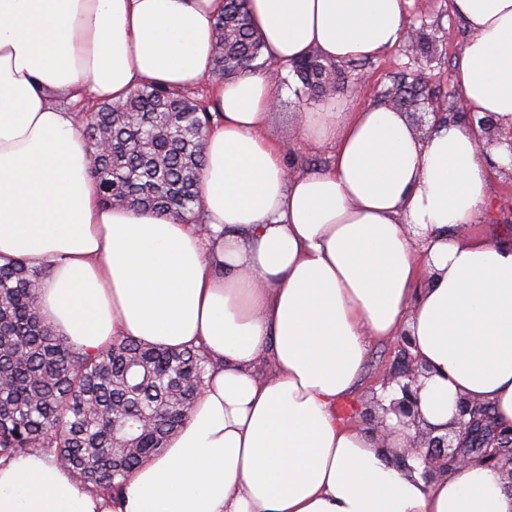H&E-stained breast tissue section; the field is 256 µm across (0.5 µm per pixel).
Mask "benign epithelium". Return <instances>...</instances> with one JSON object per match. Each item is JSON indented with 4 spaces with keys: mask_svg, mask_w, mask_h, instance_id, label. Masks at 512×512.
<instances>
[{
    "mask_svg": "<svg viewBox=\"0 0 512 512\" xmlns=\"http://www.w3.org/2000/svg\"><path fill=\"white\" fill-rule=\"evenodd\" d=\"M481 138L486 140L484 146L507 145L512 153V126L506 128L493 118H480L477 120ZM397 346L406 360V366L390 379L398 385L401 397L390 401L386 411L394 413L399 422L407 430L409 448L406 452L425 450V474L433 476L448 472V463H463L473 457L466 450V445L477 435L479 424L491 423V417L479 406H473L461 401L458 404L459 430L448 429L443 435L436 434V430L423 425L418 410L419 377L427 375L429 368L418 362L410 353V339L401 336L397 339ZM381 406L377 397L370 399L369 405L362 412V418L371 426V430L378 431V416L376 408ZM380 432V431H378ZM490 436L482 444L477 456L473 457L485 466L494 470L507 471L512 474V453H505L502 445H512V431L504 434L490 427ZM381 440L387 439L386 432H380Z\"/></svg>",
    "mask_w": 512,
    "mask_h": 512,
    "instance_id": "benign-epithelium-1",
    "label": "benign epithelium"
}]
</instances>
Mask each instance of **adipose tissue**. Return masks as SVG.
I'll return each mask as SVG.
<instances>
[{"instance_id":"adipose-tissue-1","label":"adipose tissue","mask_w":512,"mask_h":512,"mask_svg":"<svg viewBox=\"0 0 512 512\" xmlns=\"http://www.w3.org/2000/svg\"><path fill=\"white\" fill-rule=\"evenodd\" d=\"M409 2L249 9L272 64H345L398 46ZM221 6L0 0V262L49 266L38 313L87 353L128 337L210 360L187 421L122 492L37 450L0 457V512H512L511 476L474 460L425 478L420 457L392 462L396 417L384 447L336 412L370 340L406 333L434 370L427 424L448 428L464 398L512 428V244L474 231L512 154H482L457 122L422 134L391 106L331 101L297 119L300 139L334 146L331 166L289 171L266 135L269 71L209 78ZM452 8L469 28L455 85L469 111L512 123V0ZM150 84L205 87L218 114L198 212L182 219L103 206L89 173L79 111Z\"/></svg>"}]
</instances>
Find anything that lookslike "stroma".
Returning <instances> with one entry per match:
<instances>
[{
	"label": "stroma",
	"instance_id": "obj_1",
	"mask_svg": "<svg viewBox=\"0 0 512 512\" xmlns=\"http://www.w3.org/2000/svg\"><path fill=\"white\" fill-rule=\"evenodd\" d=\"M407 20L419 33L415 46L400 45L382 57L359 66L342 65L336 87L325 95L307 101L298 100L293 85H286L280 105L268 128L271 137L285 147V161L293 170H317L329 165L332 150L300 140L296 133V116L303 108L315 107L333 99L357 110L385 103L386 91L395 78L421 74L426 78L425 96L429 104L444 112L448 119L466 122L458 106L459 91L453 74L459 67L462 48L468 38L463 19L451 7V0H412ZM493 207L481 222L485 232L512 242V181L498 173L491 178ZM402 360L392 342H371L367 361L354 392L338 407L341 417L364 409L374 390L392 377Z\"/></svg>",
	"mask_w": 512,
	"mask_h": 512
}]
</instances>
